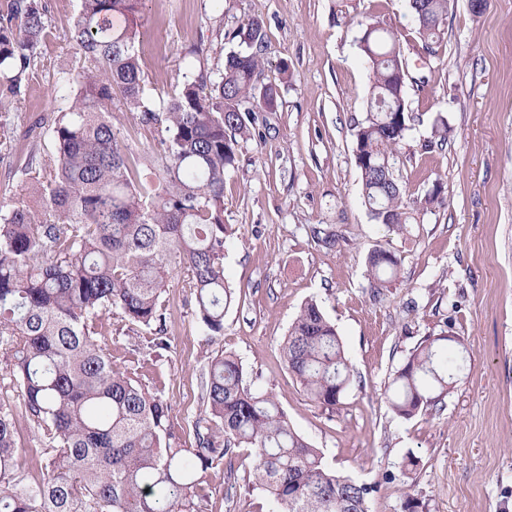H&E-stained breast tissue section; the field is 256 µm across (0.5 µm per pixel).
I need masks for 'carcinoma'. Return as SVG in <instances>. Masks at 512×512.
<instances>
[{
	"label": "carcinoma",
	"instance_id": "obj_1",
	"mask_svg": "<svg viewBox=\"0 0 512 512\" xmlns=\"http://www.w3.org/2000/svg\"><path fill=\"white\" fill-rule=\"evenodd\" d=\"M144 0H79L70 31L80 65L63 76L67 110L48 122L55 152L24 167L33 200L0 209V343L11 383L42 441L43 478L27 485L16 469V413L0 399V512H203L205 473L252 450V486L268 492V512H371L374 489L343 476L291 426L276 396L252 389L232 354L208 358L205 414L194 442H179L168 404L137 373L112 364L95 340L103 316L118 311L170 346L162 295L186 274L206 335H224L236 294L224 277V248L236 233L224 223V171L240 141L253 135L240 105L274 110L278 92H256L266 48L263 20L240 34L224 70L211 79L204 49L184 60L194 79L162 108L144 96L138 26ZM425 46L440 38L448 0H409ZM51 27L48 0H8L0 10V87L21 97L37 49ZM361 51L371 71L366 116L356 126L354 159L369 216L391 232L407 228L416 208L393 164L408 130L405 82L395 35L372 24ZM120 95L143 127L161 132L151 153L135 152L112 122ZM148 170L155 184L142 181ZM368 266L379 288L400 263L383 247ZM283 361L308 397L333 408L351 382L343 343L319 304L300 309L282 345ZM465 358L448 336H430L390 383L399 417L426 412L448 395Z\"/></svg>",
	"mask_w": 512,
	"mask_h": 512
}]
</instances>
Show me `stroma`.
Listing matches in <instances>:
<instances>
[{
    "instance_id": "obj_1",
    "label": "stroma",
    "mask_w": 512,
    "mask_h": 512,
    "mask_svg": "<svg viewBox=\"0 0 512 512\" xmlns=\"http://www.w3.org/2000/svg\"><path fill=\"white\" fill-rule=\"evenodd\" d=\"M52 33L20 100L0 93L19 131L36 114L70 105L64 72L79 56L68 31L78 0H50ZM265 24L260 83L276 84V111L241 143L224 174V221L236 233L224 249V275L238 300L224 334L206 335L183 278L163 295L171 345L121 314L104 316L97 341L120 368L161 395L183 441L202 417L201 376L219 352L238 356L253 388L276 395L294 429L337 473L370 484L372 512H402L406 496L427 512H512V0H490L473 15L469 0H448L440 39L424 48L408 0H146L140 15L147 57L145 96L178 93L191 46L220 69L251 17ZM394 32L406 74L408 130L394 175L408 198L441 185L443 204L418 214L404 234L371 220L353 156L366 112L370 69L359 47L367 24ZM448 141L433 146L436 120ZM54 145L46 130L0 157V205L21 194L27 156ZM336 234L320 245L314 227ZM385 247L397 278L373 287L367 256ZM316 300L340 336L352 383L336 408L311 402L288 372L281 343L300 307ZM448 332L465 348L467 370L441 409L410 419L387 403L389 385L417 346ZM16 467L42 477V443L17 423ZM414 460L404 473V460ZM254 459L239 449L232 465L206 475L204 512H267L249 490Z\"/></svg>"
}]
</instances>
